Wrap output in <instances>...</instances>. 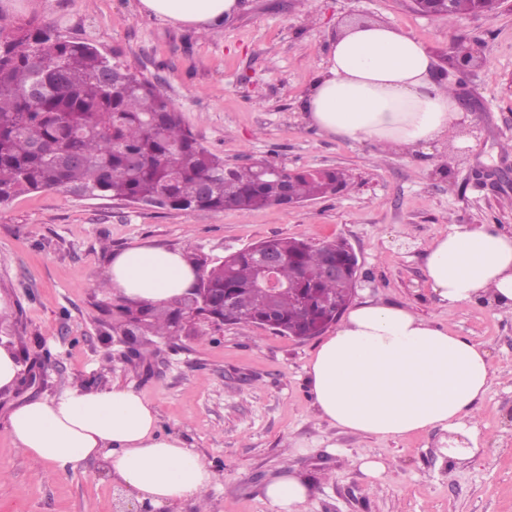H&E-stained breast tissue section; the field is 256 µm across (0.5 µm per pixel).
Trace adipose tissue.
<instances>
[{"label": "adipose tissue", "instance_id": "adipose-tissue-1", "mask_svg": "<svg viewBox=\"0 0 512 512\" xmlns=\"http://www.w3.org/2000/svg\"><path fill=\"white\" fill-rule=\"evenodd\" d=\"M143 11L209 29L237 0H140ZM312 79L306 119L325 135L398 146L409 154L442 144L459 149L468 116L437 82L434 60L398 27L379 21L337 26ZM426 281L454 309L491 302L512 309V233L494 224H454L425 250ZM181 249L140 244L112 258L108 288L137 303L166 304L193 287ZM481 343L410 308L373 299L355 305L319 344L307 371L316 414L357 435L397 439L439 428L478 444L476 412L492 378ZM155 406L128 387L71 389L31 398L8 416L19 449L56 472L89 459L106 463L136 503L156 512L199 501L215 475L185 442L157 432ZM311 485L282 466L264 496L272 512H304Z\"/></svg>", "mask_w": 512, "mask_h": 512}]
</instances>
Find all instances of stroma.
I'll use <instances>...</instances> for the list:
<instances>
[{"instance_id":"35a3bbf8","label":"stroma","mask_w":512,"mask_h":512,"mask_svg":"<svg viewBox=\"0 0 512 512\" xmlns=\"http://www.w3.org/2000/svg\"><path fill=\"white\" fill-rule=\"evenodd\" d=\"M236 17L200 34L147 14L140 0H0L12 20L55 26L162 80L198 140L236 165L275 160L290 170L334 168V196L249 213L181 211L84 199L60 189L0 207V344L12 347L17 387L0 394V512H113L122 493L102 463L41 479L14 444L11 410L73 388L133 389L156 407L159 430L183 439L215 472L206 512H270L263 493L280 465L312 484L306 512H512V311L488 303L448 310L424 276V251L453 224L512 231V0L456 23L411 0H239ZM340 21H384L416 38L437 77L455 82L454 44L478 38L466 72L473 121L464 147L438 158L352 143L310 127L306 88ZM273 236L346 241L358 257L353 302L409 307L483 344L494 371L478 411L487 440L459 461L441 429L400 439L358 436L317 418L307 370L319 337L299 340L224 325L203 336H143L138 356L112 329L105 281L114 253L141 243L193 245L214 263ZM369 451L391 468L374 480L350 458Z\"/></svg>"}]
</instances>
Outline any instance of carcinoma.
Returning a JSON list of instances; mask_svg holds the SVG:
<instances>
[{
    "label": "carcinoma",
    "instance_id": "cac0c4a2",
    "mask_svg": "<svg viewBox=\"0 0 512 512\" xmlns=\"http://www.w3.org/2000/svg\"><path fill=\"white\" fill-rule=\"evenodd\" d=\"M497 2L452 0L431 8L453 24L491 12ZM276 167L267 160L224 161L199 142L161 81L91 42L70 40L34 20L16 24L0 12V206L20 195L62 188L86 199L246 213L346 187L337 170L268 173ZM264 243L284 256L278 276L288 287L273 305L241 304L257 273L248 249L211 266L189 247L195 287L217 288L222 299L201 303L181 297L165 306L124 301L112 305V329L123 336L174 338L204 320L307 339L338 322L336 312L347 308L356 272L344 281L316 277L334 243L292 237Z\"/></svg>",
    "mask_w": 512,
    "mask_h": 512
}]
</instances>
